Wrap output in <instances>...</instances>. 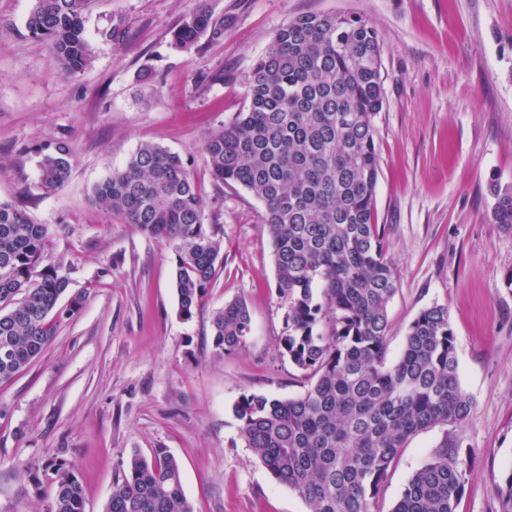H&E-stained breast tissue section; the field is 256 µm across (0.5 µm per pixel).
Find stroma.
<instances>
[{"mask_svg":"<svg viewBox=\"0 0 512 512\" xmlns=\"http://www.w3.org/2000/svg\"><path fill=\"white\" fill-rule=\"evenodd\" d=\"M195 0H91L89 67L65 78L25 22L34 0H0V201L50 228L47 250L85 293L39 359L0 384V512H42L31 463L74 468L85 512H105L133 452L179 461L195 512H308L239 435L234 404L288 399L308 379L280 354L287 308L277 288L264 209L212 177L203 141L247 105L248 74L277 29L307 13L359 16L378 31L386 103L374 118V219L395 264L387 359L425 307H447L458 379L474 401L460 426L413 435L377 512H390L444 435L468 454L456 512H503L512 471V228L492 223L494 187H512V0H209L224 37L180 52L172 30ZM124 23L122 44L101 30ZM68 140V181L40 186L39 143ZM179 154L223 242L203 305L177 312L171 244L107 214L93 189L140 144ZM111 276H101L102 268ZM245 299L251 331L215 350L211 319Z\"/></svg>","mask_w":512,"mask_h":512,"instance_id":"obj_1","label":"stroma"}]
</instances>
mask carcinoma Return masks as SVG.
<instances>
[{"instance_id": "cac0c4a2", "label": "carcinoma", "mask_w": 512, "mask_h": 512, "mask_svg": "<svg viewBox=\"0 0 512 512\" xmlns=\"http://www.w3.org/2000/svg\"><path fill=\"white\" fill-rule=\"evenodd\" d=\"M87 6L88 0H36L26 21L65 77L93 60ZM223 36L224 18L197 0L172 31L171 47L188 51L205 37ZM384 104L376 28L357 16L308 13L274 33L248 76L246 108L203 144L213 178L243 187L264 205L276 286L287 307L280 354L308 377L295 398L240 396V437L308 512H372L409 438L438 424L460 425L474 409L458 380L447 307L421 310L399 357L387 360L388 305L398 280L374 223L373 120ZM36 153L41 187L62 186L74 164L69 142L50 141ZM495 196L493 223L511 227L512 188H497ZM93 199L173 245L178 310L192 317L215 281L222 240L204 223L180 156L142 144L94 187ZM48 231L25 210L0 202L1 383L38 358L86 299L68 294L67 273L47 252ZM250 330L247 303L237 298L214 315L213 345L233 353ZM466 473L460 443L444 437L390 512H455ZM30 477L37 487L54 486L45 512H84L82 484L64 460L46 457L30 467ZM105 512H194L179 462L165 448L148 459L132 455Z\"/></svg>"}]
</instances>
